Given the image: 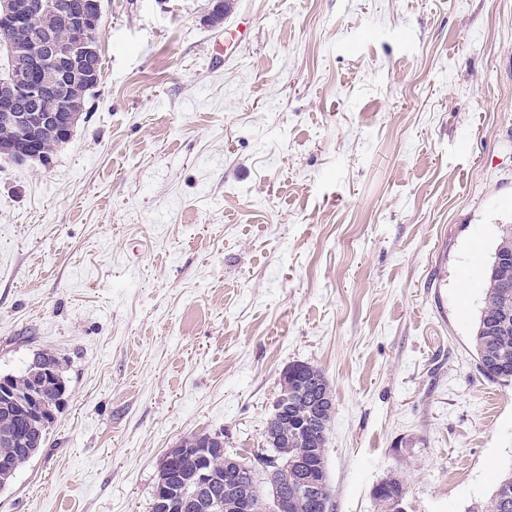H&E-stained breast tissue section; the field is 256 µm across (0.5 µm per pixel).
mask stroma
<instances>
[{"label":"stroma","mask_w":512,"mask_h":512,"mask_svg":"<svg viewBox=\"0 0 512 512\" xmlns=\"http://www.w3.org/2000/svg\"><path fill=\"white\" fill-rule=\"evenodd\" d=\"M229 5L102 0L68 143L0 157V375L68 381L0 512H150L193 433L258 465L295 362L333 393L331 512L390 476L468 512L512 467L469 279L512 224V0ZM49 355V356H46ZM35 355L43 357L44 363L47 364L51 369L55 371L54 379L55 382H49L43 389V395L45 401L50 404L55 411V414L59 411L63 397L67 390V379L63 374L62 362H60L53 354L48 352H39ZM34 355V356H35Z\"/></svg>","instance_id":"stroma-1"}]
</instances>
